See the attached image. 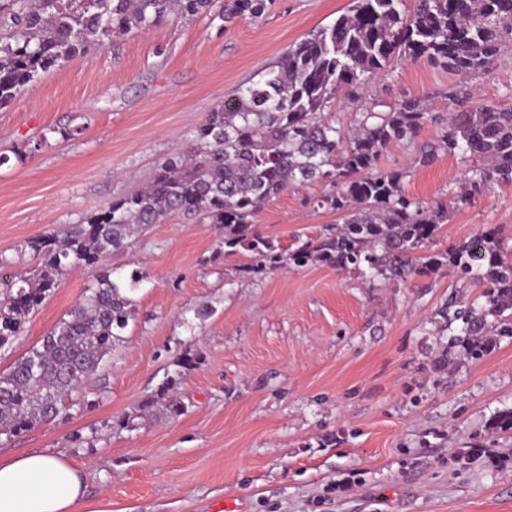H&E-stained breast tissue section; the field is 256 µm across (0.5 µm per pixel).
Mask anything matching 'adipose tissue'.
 I'll use <instances>...</instances> for the list:
<instances>
[{
	"instance_id": "ef3b65f1",
	"label": "adipose tissue",
	"mask_w": 512,
	"mask_h": 512,
	"mask_svg": "<svg viewBox=\"0 0 512 512\" xmlns=\"http://www.w3.org/2000/svg\"><path fill=\"white\" fill-rule=\"evenodd\" d=\"M112 512L108 502L86 503L79 469L43 451L0 459V512Z\"/></svg>"
}]
</instances>
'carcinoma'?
I'll return each mask as SVG.
<instances>
[{"instance_id":"carcinoma-1","label":"carcinoma","mask_w":512,"mask_h":512,"mask_svg":"<svg viewBox=\"0 0 512 512\" xmlns=\"http://www.w3.org/2000/svg\"><path fill=\"white\" fill-rule=\"evenodd\" d=\"M271 0H6L0 4V109L21 89L77 53L148 30L172 14H205L224 24L257 22ZM512 41V0H355L327 27L286 48L258 79L236 88L205 114L186 152L160 164L141 190L112 200L53 248L36 242L41 262L30 275L0 278V347L57 287L67 270L88 269L92 283L40 344L0 373V437L66 420L92 405L79 389L121 343L136 318L134 295L148 279L124 275L102 259L125 248L151 224L191 216L224 228L217 254H246L237 272L257 276L283 267L329 265L370 282H406L440 269L480 288L467 302L454 296L440 310L439 329L478 360L501 337L512 338V247L489 227L450 249L436 250L448 208H465L490 188L512 186V106L470 104L467 79L486 70ZM422 60L459 77L448 113L417 98L386 111L359 108L344 127L334 103L355 106L392 61ZM442 126L434 143L417 146L411 165L382 171L394 144L413 145L424 125ZM466 163L461 190L449 201L425 202L405 192L411 168L439 153ZM322 182L317 205L340 213L317 237L283 248L258 230L254 215L280 193ZM169 379L147 400L183 405Z\"/></svg>"}]
</instances>
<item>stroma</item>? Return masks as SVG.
<instances>
[{
  "instance_id": "35a3bbf8",
  "label": "stroma",
  "mask_w": 512,
  "mask_h": 512,
  "mask_svg": "<svg viewBox=\"0 0 512 512\" xmlns=\"http://www.w3.org/2000/svg\"><path fill=\"white\" fill-rule=\"evenodd\" d=\"M351 0H274L259 22L168 19L74 57L0 111V272L36 268L34 242L56 243L113 198L136 190L183 151L205 114L288 45L332 24ZM456 79L395 61L362 105L407 96L448 109ZM476 100L512 105V44L472 75ZM47 145H39L40 134ZM413 147L388 148L380 169L409 167L406 193L449 199L465 169L439 155L411 167ZM320 183L294 188L256 216L289 246L338 214L316 204ZM512 239V188L452 212L440 247L486 225ZM222 230L180 217L153 225L108 267L145 268L137 315L96 378L94 404L0 444V457L45 451L82 474L88 500L112 512H512V338L480 361L438 333L448 296L476 290L440 270L366 285L330 266L236 276L218 257ZM91 275L75 268L0 348V372L78 301ZM205 318H196L198 310ZM185 406L145 407L166 379ZM133 427H125V419Z\"/></svg>"
}]
</instances>
